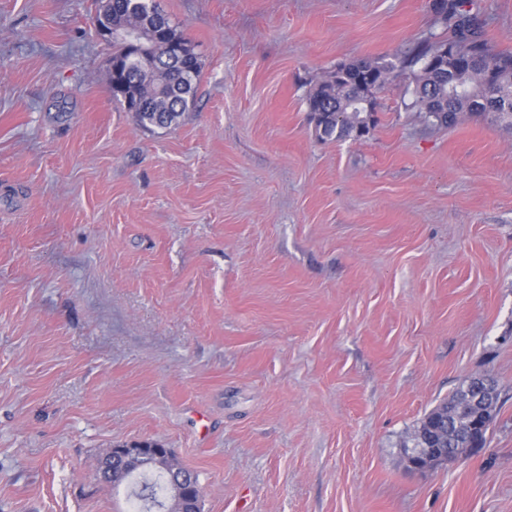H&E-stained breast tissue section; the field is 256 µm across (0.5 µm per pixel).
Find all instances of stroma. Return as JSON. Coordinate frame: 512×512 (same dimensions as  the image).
<instances>
[{
    "label": "stroma",
    "instance_id": "stroma-1",
    "mask_svg": "<svg viewBox=\"0 0 512 512\" xmlns=\"http://www.w3.org/2000/svg\"><path fill=\"white\" fill-rule=\"evenodd\" d=\"M201 64L143 128L97 0H0V512H131L97 476L152 440L201 512H512V135L426 128L407 80L356 141L307 96L447 36L434 0H158ZM512 52V0H473ZM486 446L405 449L465 378Z\"/></svg>",
    "mask_w": 512,
    "mask_h": 512
}]
</instances>
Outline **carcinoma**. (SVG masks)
Listing matches in <instances>:
<instances>
[{
    "label": "carcinoma",
    "instance_id": "carcinoma-1",
    "mask_svg": "<svg viewBox=\"0 0 512 512\" xmlns=\"http://www.w3.org/2000/svg\"><path fill=\"white\" fill-rule=\"evenodd\" d=\"M435 11L452 23L451 34L444 40L428 37L419 41L412 52L395 61H363V68L386 76L400 77L413 84L407 108L429 128L455 126L462 114L481 117L512 134V53L497 52L489 44L481 25L471 14V0H435ZM165 16L149 0H113L112 22L129 21L149 28L155 19ZM159 68L141 76L129 72L125 87H112L113 96L122 104L139 100L136 122L141 127L166 128L175 124L188 110L200 76V63L193 45L185 48L192 61L190 72L172 68L162 57L165 48H156ZM351 73V64L340 63L327 72L307 98L308 112L317 136L325 141L356 138L367 131L368 115L359 111L340 93L337 76ZM448 100L449 112H436V100ZM473 395L472 389L459 390L441 406L448 407V422L455 423L460 408ZM486 437L475 441L466 436H448V447L460 455L475 453L485 446ZM154 471L139 472L140 480L131 492L135 512H160L168 497V484L152 479Z\"/></svg>",
    "mask_w": 512,
    "mask_h": 512
}]
</instances>
